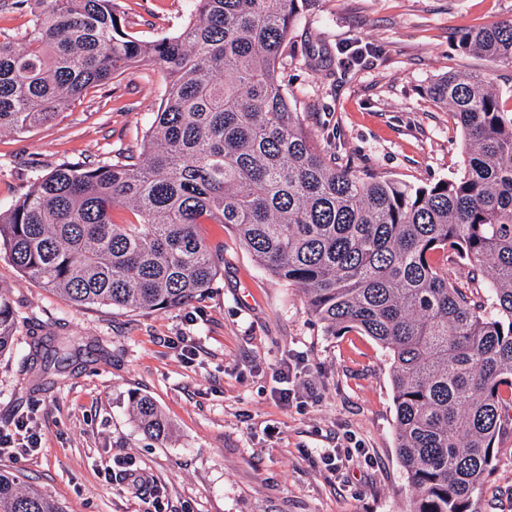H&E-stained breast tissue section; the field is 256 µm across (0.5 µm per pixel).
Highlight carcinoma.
Instances as JSON below:
<instances>
[{
    "instance_id": "1",
    "label": "carcinoma",
    "mask_w": 512,
    "mask_h": 512,
    "mask_svg": "<svg viewBox=\"0 0 512 512\" xmlns=\"http://www.w3.org/2000/svg\"><path fill=\"white\" fill-rule=\"evenodd\" d=\"M315 2L195 0L178 34L144 41L117 0H10L28 20L0 30V134L47 122L135 63L166 85L140 161L31 172L0 210V254L76 306L173 309L202 297L224 263L201 225L230 227L262 270L301 289L326 335L356 331L389 353L411 512H475L512 418V111L486 76L447 73L427 94L463 132L460 176L411 185L330 162L279 72ZM455 47L512 64V21L464 29ZM117 207L134 219L115 223ZM454 263L487 277L485 297L449 282ZM16 320L0 285V356ZM78 353L33 346L45 372ZM131 417L170 438L150 398L132 397ZM0 512L63 510L0 472Z\"/></svg>"
}]
</instances>
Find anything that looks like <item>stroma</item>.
Returning <instances> with one entry per match:
<instances>
[{
    "instance_id": "stroma-1",
    "label": "stroma",
    "mask_w": 512,
    "mask_h": 512,
    "mask_svg": "<svg viewBox=\"0 0 512 512\" xmlns=\"http://www.w3.org/2000/svg\"><path fill=\"white\" fill-rule=\"evenodd\" d=\"M119 2L126 31L147 41L176 34L193 10V0ZM511 18L512 0H317L288 37L283 89L337 164L410 184L451 178L464 167L462 135L426 90L449 72L480 73L512 95V66L454 47L460 29ZM164 87L159 70L135 64L36 131L0 135V208L33 169L139 157ZM201 232L223 246L224 265L202 300L175 309L78 307L0 257L18 313L0 357V426L27 414L42 433L38 450L1 452L0 470L63 512H409L387 351L356 332L326 335L301 290L258 269L230 228ZM45 336L81 356L42 373L31 354ZM135 394L172 424L168 444L135 427ZM336 448L353 458L327 466ZM495 455L476 512H512V431ZM128 469L144 472L155 496L126 480Z\"/></svg>"
}]
</instances>
